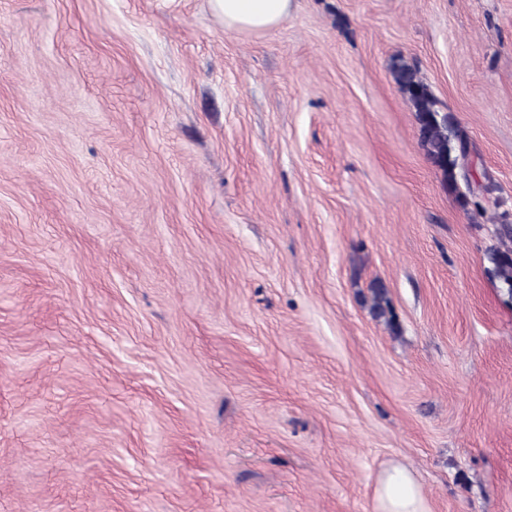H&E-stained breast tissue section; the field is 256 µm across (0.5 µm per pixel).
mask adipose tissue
I'll list each match as a JSON object with an SVG mask.
<instances>
[{
	"label": "adipose tissue",
	"mask_w": 512,
	"mask_h": 512,
	"mask_svg": "<svg viewBox=\"0 0 512 512\" xmlns=\"http://www.w3.org/2000/svg\"><path fill=\"white\" fill-rule=\"evenodd\" d=\"M209 5L225 29L266 33L288 18L293 0H209ZM374 496L377 512H430L413 472L401 464L380 471Z\"/></svg>",
	"instance_id": "1"
}]
</instances>
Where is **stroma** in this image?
Wrapping results in <instances>:
<instances>
[{"mask_svg": "<svg viewBox=\"0 0 512 512\" xmlns=\"http://www.w3.org/2000/svg\"><path fill=\"white\" fill-rule=\"evenodd\" d=\"M504 211L512 0H294L260 34L208 0H0V512H377L393 464L431 512H512ZM391 71L395 82L415 109L421 146L430 163L441 173L443 188L456 193V199L464 210L468 211L471 207L483 209L478 198L481 191H489L490 185L482 186L480 193L469 186L470 145L466 132L452 120L448 112H442L437 107L429 86L413 66L401 61L395 63ZM459 178L466 181L469 194L459 191ZM498 221V242L488 250L487 261L498 288L512 298V221L508 220L507 212ZM369 291L371 295L370 312L373 317L382 319L392 331H396V316L386 298L384 284L379 280L372 281L369 285Z\"/></svg>", "mask_w": 512, "mask_h": 512, "instance_id": "35a3bbf8", "label": "stroma"}]
</instances>
